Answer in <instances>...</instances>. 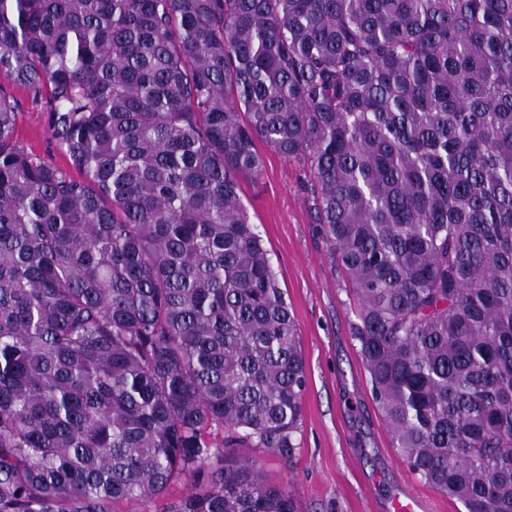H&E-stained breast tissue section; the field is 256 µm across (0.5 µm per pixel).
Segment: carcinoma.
Returning a JSON list of instances; mask_svg holds the SVG:
<instances>
[{"instance_id":"obj_1","label":"carcinoma","mask_w":512,"mask_h":512,"mask_svg":"<svg viewBox=\"0 0 512 512\" xmlns=\"http://www.w3.org/2000/svg\"><path fill=\"white\" fill-rule=\"evenodd\" d=\"M2 75L81 178L0 88V512H297L224 460L292 457L307 384L259 141L310 162L409 470L512 512V0H0ZM4 89L10 90L20 104L17 116V140L26 150L50 158L58 166L65 168L75 178H80L81 173L74 169L68 156L56 144L51 136L48 124V114L43 107L32 103L26 91L12 87L3 78Z\"/></svg>"}]
</instances>
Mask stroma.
Returning <instances> with one entry per match:
<instances>
[{"mask_svg": "<svg viewBox=\"0 0 512 512\" xmlns=\"http://www.w3.org/2000/svg\"><path fill=\"white\" fill-rule=\"evenodd\" d=\"M12 94L19 144L69 168L47 112L26 91ZM257 149L263 167L240 178L239 194L295 316L308 385L293 458L261 448H238L235 456L259 466L267 483L288 486L301 512H393L395 501L409 498L418 512H464L409 471L371 398L352 336L358 302L320 232L309 163L263 143Z\"/></svg>", "mask_w": 512, "mask_h": 512, "instance_id": "35a3bbf8", "label": "stroma"}]
</instances>
